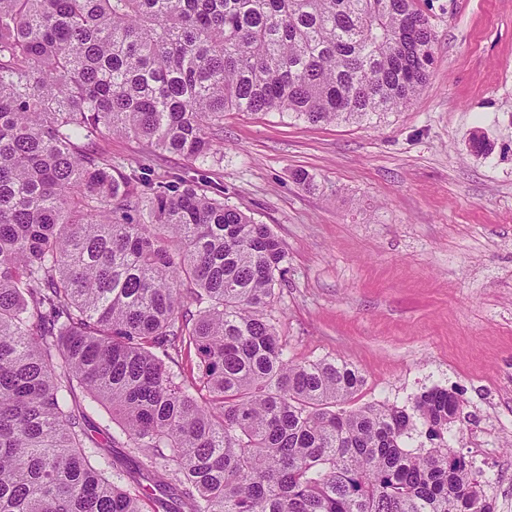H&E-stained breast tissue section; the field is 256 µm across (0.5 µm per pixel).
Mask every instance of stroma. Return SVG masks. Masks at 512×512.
Wrapping results in <instances>:
<instances>
[{
    "label": "stroma",
    "instance_id": "1",
    "mask_svg": "<svg viewBox=\"0 0 512 512\" xmlns=\"http://www.w3.org/2000/svg\"><path fill=\"white\" fill-rule=\"evenodd\" d=\"M420 6L434 62L411 105L354 123L228 112L196 174L283 241L273 308L290 356L357 367V407L456 392L452 446L512 512V0ZM105 148L164 182L186 166L124 136Z\"/></svg>",
    "mask_w": 512,
    "mask_h": 512
}]
</instances>
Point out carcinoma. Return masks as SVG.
<instances>
[{
  "label": "carcinoma",
  "instance_id": "1",
  "mask_svg": "<svg viewBox=\"0 0 512 512\" xmlns=\"http://www.w3.org/2000/svg\"><path fill=\"white\" fill-rule=\"evenodd\" d=\"M434 39L417 0H0V512H493L456 393L348 407L361 372L279 334L271 228L101 148L392 112Z\"/></svg>",
  "mask_w": 512,
  "mask_h": 512
}]
</instances>
